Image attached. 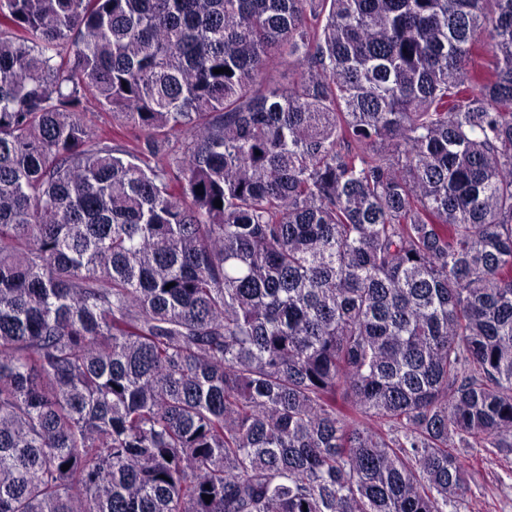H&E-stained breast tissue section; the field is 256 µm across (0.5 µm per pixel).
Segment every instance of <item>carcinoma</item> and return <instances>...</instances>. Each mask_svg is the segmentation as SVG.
<instances>
[{"mask_svg":"<svg viewBox=\"0 0 512 512\" xmlns=\"http://www.w3.org/2000/svg\"><path fill=\"white\" fill-rule=\"evenodd\" d=\"M474 441L512 0H0V512H447Z\"/></svg>","mask_w":512,"mask_h":512,"instance_id":"carcinoma-1","label":"carcinoma"}]
</instances>
